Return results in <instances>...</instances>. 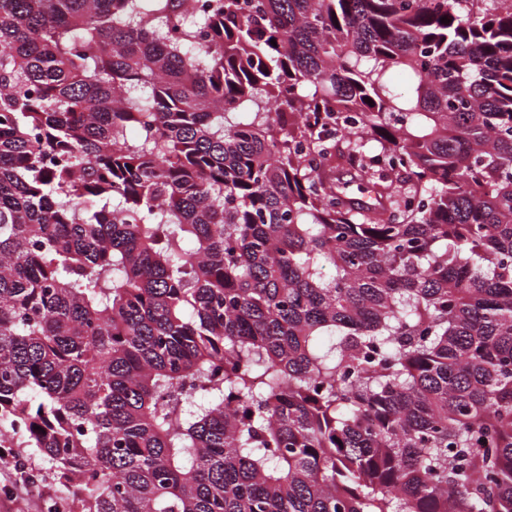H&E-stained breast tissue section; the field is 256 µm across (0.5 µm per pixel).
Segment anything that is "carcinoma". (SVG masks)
I'll return each mask as SVG.
<instances>
[{
    "label": "carcinoma",
    "mask_w": 512,
    "mask_h": 512,
    "mask_svg": "<svg viewBox=\"0 0 512 512\" xmlns=\"http://www.w3.org/2000/svg\"><path fill=\"white\" fill-rule=\"evenodd\" d=\"M477 2L0 0V448L77 512H512Z\"/></svg>",
    "instance_id": "carcinoma-1"
}]
</instances>
